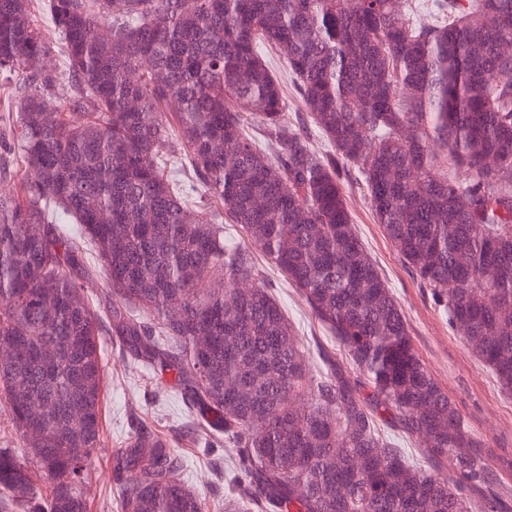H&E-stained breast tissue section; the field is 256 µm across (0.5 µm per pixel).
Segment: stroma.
I'll use <instances>...</instances> for the list:
<instances>
[{
    "mask_svg": "<svg viewBox=\"0 0 512 512\" xmlns=\"http://www.w3.org/2000/svg\"><path fill=\"white\" fill-rule=\"evenodd\" d=\"M344 185L358 235L401 306L421 360L454 401L476 441L474 454L485 467V479L466 483L465 495L474 501L500 496L504 512H512V394L500 389L493 374L449 327L430 288L396 251L382 226L375 223L370 204L354 176L345 177ZM255 261L271 293L285 304L313 364H320L326 355L339 374L355 378L343 348L312 315L304 300L263 254H256ZM101 343L105 368L102 427L100 444L87 471L88 512H118L112 453L140 422L167 436L185 456L181 478L204 500L206 512H224L228 488L222 472L228 456L234 455V448L220 436L210 438L205 445L191 443L183 435L188 414L171 378L160 379L125 363L110 337H102Z\"/></svg>",
    "mask_w": 512,
    "mask_h": 512,
    "instance_id": "35a3bbf8",
    "label": "stroma"
}]
</instances>
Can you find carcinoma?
I'll return each mask as SVG.
<instances>
[{"mask_svg":"<svg viewBox=\"0 0 512 512\" xmlns=\"http://www.w3.org/2000/svg\"><path fill=\"white\" fill-rule=\"evenodd\" d=\"M55 51L60 69L44 65ZM0 73L20 79L0 139L26 166L21 194L0 195V342L17 346L0 347V399L30 448H0V512H87L103 334L236 448L224 512H469L472 434L342 176L512 393V0H0ZM253 247L356 379L312 373ZM96 272L103 315L82 297ZM415 439L448 476L406 455ZM184 463L136 429L112 454L121 512H205Z\"/></svg>","mask_w":512,"mask_h":512,"instance_id":"obj_1","label":"carcinoma"}]
</instances>
